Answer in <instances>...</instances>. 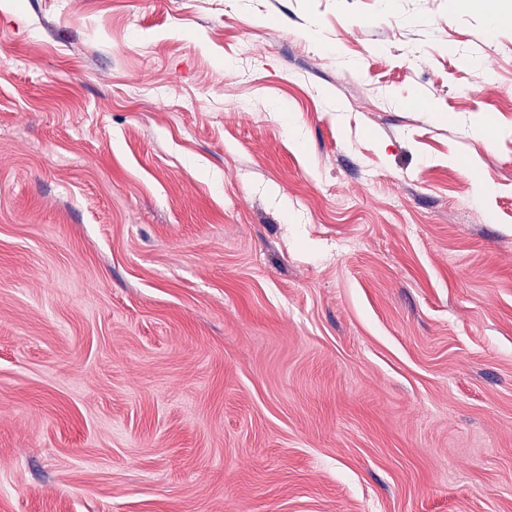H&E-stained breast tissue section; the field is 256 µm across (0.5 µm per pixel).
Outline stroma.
<instances>
[{
    "label": "stroma",
    "instance_id": "obj_1",
    "mask_svg": "<svg viewBox=\"0 0 512 512\" xmlns=\"http://www.w3.org/2000/svg\"><path fill=\"white\" fill-rule=\"evenodd\" d=\"M500 10L0 0V512H512Z\"/></svg>",
    "mask_w": 512,
    "mask_h": 512
}]
</instances>
